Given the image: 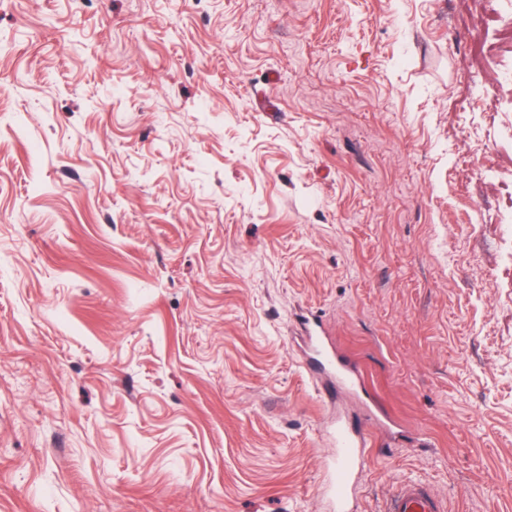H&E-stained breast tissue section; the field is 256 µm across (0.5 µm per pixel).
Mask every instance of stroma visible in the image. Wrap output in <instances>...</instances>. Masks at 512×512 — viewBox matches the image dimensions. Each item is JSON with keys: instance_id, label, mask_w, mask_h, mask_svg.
<instances>
[{"instance_id": "35a3bbf8", "label": "stroma", "mask_w": 512, "mask_h": 512, "mask_svg": "<svg viewBox=\"0 0 512 512\" xmlns=\"http://www.w3.org/2000/svg\"><path fill=\"white\" fill-rule=\"evenodd\" d=\"M509 73L512 0H0V512H331L311 313L360 512H512ZM303 325L308 330L306 338L315 354L312 363L314 368L322 370L328 376L336 379V382L343 385L348 392L362 399L364 406L368 408V400L362 398L363 387L360 374L338 358L328 337L330 336L329 332L323 323L316 315L312 314L305 317ZM384 512H444L434 492L423 485L403 484L387 497Z\"/></svg>"}]
</instances>
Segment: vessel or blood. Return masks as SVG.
Here are the masks:
<instances>
[{
	"label": "vessel or blood",
	"instance_id": "1",
	"mask_svg": "<svg viewBox=\"0 0 512 512\" xmlns=\"http://www.w3.org/2000/svg\"><path fill=\"white\" fill-rule=\"evenodd\" d=\"M304 327L308 331L307 341L314 351L313 366L354 395H362L361 377L350 365L341 361L329 339V333L317 316L305 317ZM336 455L334 469L335 484L332 491L333 512H354L355 504L350 493L360 467L365 459L367 437L358 430L349 428L345 422L335 424ZM384 512H444L434 492L423 485L403 484L387 497Z\"/></svg>",
	"mask_w": 512,
	"mask_h": 512
}]
</instances>
